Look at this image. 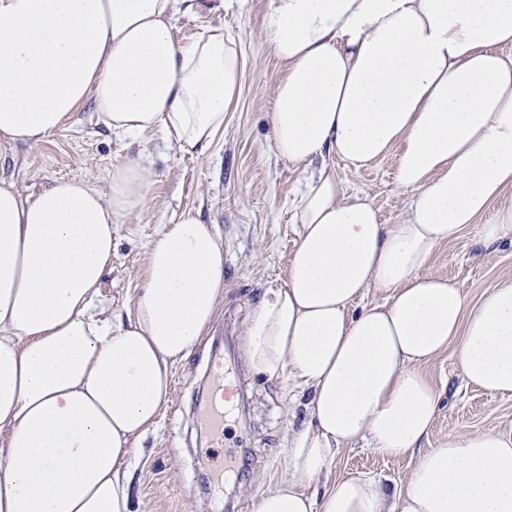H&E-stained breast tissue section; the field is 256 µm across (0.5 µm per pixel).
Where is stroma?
<instances>
[{"label":"stroma","mask_w":512,"mask_h":512,"mask_svg":"<svg viewBox=\"0 0 512 512\" xmlns=\"http://www.w3.org/2000/svg\"><path fill=\"white\" fill-rule=\"evenodd\" d=\"M266 4L245 0L221 13L205 10L176 22L174 34L186 43L216 25L235 37L246 62L242 96L228 112L223 132L203 152L178 154L166 150L158 135L142 137L141 146L159 156L148 204L113 236L103 300L123 317L132 312L148 244L182 212H199L224 240V288L213 320L176 366L171 398L130 467L139 512H216L221 501L231 504V512H254L257 497L273 489L283 474L289 436L308 420L306 396L287 383L256 376L243 351V330L263 293L286 282L287 259L297 241L292 207L305 178L303 168L279 159L272 148L269 114L281 69L262 38ZM135 152L91 122L84 107L42 142L17 145L9 172L25 199L60 178L79 177L103 190L113 163ZM396 168L393 155L361 170L336 165L339 176L368 197L385 224L397 222L409 200L396 182ZM427 271L452 280L474 300L512 281V245L484 246L474 224L460 239L441 246ZM218 336L226 345L224 369L239 378L244 391L240 408L224 420V445L246 468L225 484L220 497L211 482L208 438L198 422L201 379ZM425 371L443 390L429 447L452 436L512 427V396L466 386L453 352L439 356ZM410 468V458H386L356 444L337 453L332 476H370L392 487L405 480Z\"/></svg>","instance_id":"1"}]
</instances>
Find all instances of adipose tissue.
I'll return each mask as SVG.
<instances>
[{
	"label": "adipose tissue",
	"instance_id": "1",
	"mask_svg": "<svg viewBox=\"0 0 512 512\" xmlns=\"http://www.w3.org/2000/svg\"><path fill=\"white\" fill-rule=\"evenodd\" d=\"M201 8L0 0V168L86 105L119 138L212 145L244 61L220 26L174 38ZM263 33L283 68L273 149L317 169L294 206L288 280L245 328L254 374L311 393L255 512H512V428L427 447L441 395L424 372L450 350L466 384L512 395V282L472 303L425 272L470 225L484 245L512 243V0H268ZM392 154L409 203L384 224L332 161L359 170ZM153 175L143 149L113 164L105 192L69 178L25 200L0 177V512H135L125 465L224 286V240L187 211L148 245L131 316L108 315L113 236ZM359 442L410 457L406 481L329 480Z\"/></svg>",
	"mask_w": 512,
	"mask_h": 512
}]
</instances>
